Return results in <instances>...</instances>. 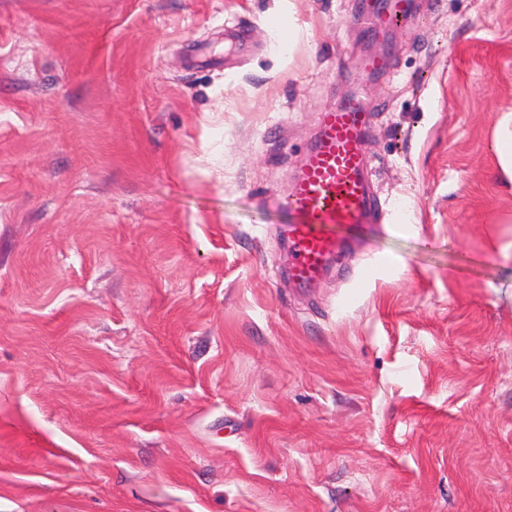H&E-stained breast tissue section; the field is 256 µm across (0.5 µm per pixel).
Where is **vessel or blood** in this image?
<instances>
[{
	"instance_id": "obj_1",
	"label": "vessel or blood",
	"mask_w": 512,
	"mask_h": 512,
	"mask_svg": "<svg viewBox=\"0 0 512 512\" xmlns=\"http://www.w3.org/2000/svg\"><path fill=\"white\" fill-rule=\"evenodd\" d=\"M408 0H367L365 24L373 38L408 15ZM373 113L349 98L320 114L316 139L287 199L294 221L286 225L288 278L294 287L313 288L344 243L335 227L366 223L376 200L370 189L365 151Z\"/></svg>"
}]
</instances>
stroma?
I'll use <instances>...</instances> for the list:
<instances>
[{
    "mask_svg": "<svg viewBox=\"0 0 512 512\" xmlns=\"http://www.w3.org/2000/svg\"><path fill=\"white\" fill-rule=\"evenodd\" d=\"M362 9L0 0V512H512V0ZM353 95L381 217L300 291ZM366 16L364 18L368 32L374 39L385 37L387 32L399 21L408 16L409 2L407 0H385L365 2ZM373 112L357 98L320 114L317 134L287 199L294 217L288 240V278L295 288H313L344 243L331 228L365 224L376 200L365 151ZM496 151L502 169L509 178L512 177V132L510 131L509 121L506 129L499 133L497 137Z\"/></svg>",
    "mask_w": 512,
    "mask_h": 512,
    "instance_id": "35a3bbf8",
    "label": "stroma"
}]
</instances>
